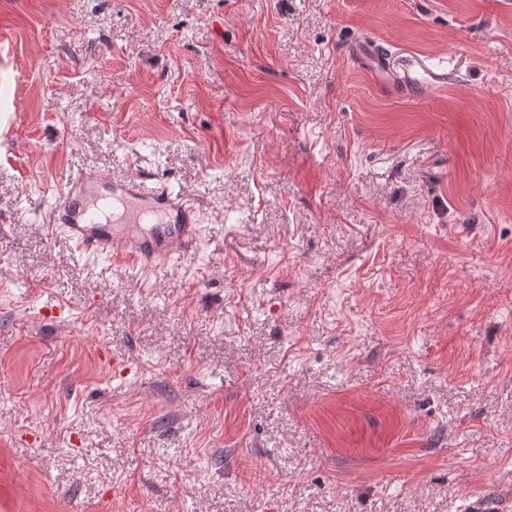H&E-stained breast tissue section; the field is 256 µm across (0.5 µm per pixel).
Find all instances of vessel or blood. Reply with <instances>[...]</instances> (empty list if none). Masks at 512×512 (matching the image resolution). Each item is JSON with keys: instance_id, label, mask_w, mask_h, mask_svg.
I'll return each mask as SVG.
<instances>
[{"instance_id": "vessel-or-blood-1", "label": "vessel or blood", "mask_w": 512, "mask_h": 512, "mask_svg": "<svg viewBox=\"0 0 512 512\" xmlns=\"http://www.w3.org/2000/svg\"><path fill=\"white\" fill-rule=\"evenodd\" d=\"M351 52L385 89L413 94L430 85L426 76L398 75L387 65L389 52L359 42ZM51 222L80 255H105L135 268L158 270L183 258L199 244L194 206L168 188L148 185L142 174L112 182L93 171L69 180Z\"/></svg>"}]
</instances>
